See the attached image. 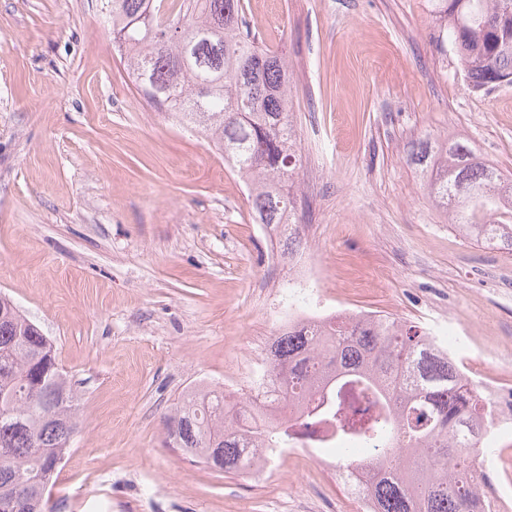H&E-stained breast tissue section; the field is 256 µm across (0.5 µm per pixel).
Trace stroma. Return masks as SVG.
I'll return each mask as SVG.
<instances>
[{
  "mask_svg": "<svg viewBox=\"0 0 512 512\" xmlns=\"http://www.w3.org/2000/svg\"><path fill=\"white\" fill-rule=\"evenodd\" d=\"M285 54L296 216L326 296L512 351V250L468 241L404 144L462 138L512 175V86L474 91L432 0H243ZM244 180L139 95L99 0H0V295L53 344L81 425L54 512H351L283 462L256 482L170 447L187 391L247 395L288 274Z\"/></svg>",
  "mask_w": 512,
  "mask_h": 512,
  "instance_id": "obj_1",
  "label": "stroma"
}]
</instances>
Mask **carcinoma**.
I'll use <instances>...</instances> for the list:
<instances>
[{
	"instance_id": "carcinoma-1",
	"label": "carcinoma",
	"mask_w": 512,
	"mask_h": 512,
	"mask_svg": "<svg viewBox=\"0 0 512 512\" xmlns=\"http://www.w3.org/2000/svg\"><path fill=\"white\" fill-rule=\"evenodd\" d=\"M434 2L442 40L472 88L512 86V0ZM100 3L143 97L222 150L246 181L258 223H295L300 155L288 63L242 30V0ZM405 154L431 172L428 194L453 226L483 246L512 249L511 177L459 139L426 135L408 142ZM272 353L273 379L290 388L319 372L332 376L306 419L262 427L247 406L228 405L224 392L202 387L166 415V438L209 468L238 474L250 445L272 437L286 445L331 421L341 467L351 462L348 444L378 441L360 460L373 472L375 512H492L467 481L491 401L429 332L371 312L320 332L290 328L274 339ZM347 385L371 395L376 410L346 417L339 393ZM79 400L46 337L0 296V499L21 476L27 512H46L53 462L70 446Z\"/></svg>"
}]
</instances>
